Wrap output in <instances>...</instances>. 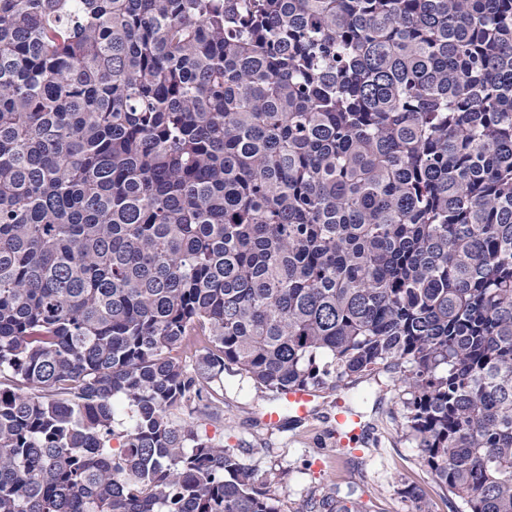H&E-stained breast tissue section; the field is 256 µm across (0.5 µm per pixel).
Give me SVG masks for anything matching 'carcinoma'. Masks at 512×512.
<instances>
[{"label":"carcinoma","mask_w":512,"mask_h":512,"mask_svg":"<svg viewBox=\"0 0 512 512\" xmlns=\"http://www.w3.org/2000/svg\"><path fill=\"white\" fill-rule=\"evenodd\" d=\"M382 369L512 512V0H0V512H280L170 411Z\"/></svg>","instance_id":"carcinoma-1"}]
</instances>
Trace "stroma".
Segmentation results:
<instances>
[{
	"mask_svg": "<svg viewBox=\"0 0 512 512\" xmlns=\"http://www.w3.org/2000/svg\"><path fill=\"white\" fill-rule=\"evenodd\" d=\"M402 387L389 373L359 379L355 385L325 391L317 419H285L268 429L262 413L272 407L269 393L237 377L212 384L205 414L174 410L172 420L191 425L214 443L231 448L259 482L276 494L282 512H297L310 498L336 491L352 492L369 512H412L402 491L412 485L428 499L433 512H456L458 501L432 478L419 450L404 431ZM357 408L371 423L362 454L343 455L331 442L336 401Z\"/></svg>",
	"mask_w": 512,
	"mask_h": 512,
	"instance_id": "stroma-1",
	"label": "stroma"
}]
</instances>
